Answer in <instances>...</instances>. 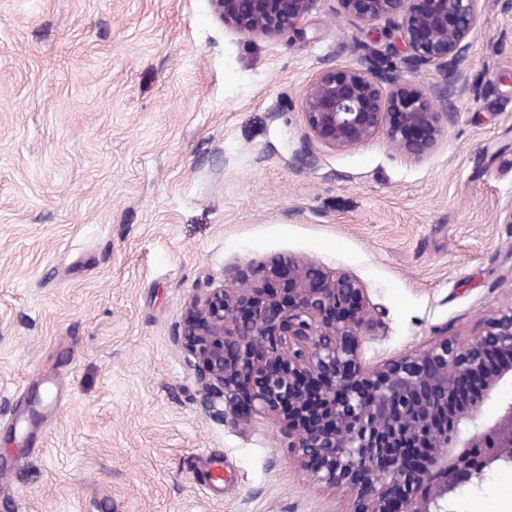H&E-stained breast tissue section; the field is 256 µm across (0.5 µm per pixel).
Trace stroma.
<instances>
[{
	"label": "stroma",
	"instance_id": "35a3bbf8",
	"mask_svg": "<svg viewBox=\"0 0 512 512\" xmlns=\"http://www.w3.org/2000/svg\"><path fill=\"white\" fill-rule=\"evenodd\" d=\"M480 6L470 92L416 162L307 135L311 76L384 42L337 0L273 40L209 0H0V512H355L271 420L205 410L176 337L275 257L361 282L372 365L512 310V13ZM479 505L512 512V467L455 512Z\"/></svg>",
	"mask_w": 512,
	"mask_h": 512
}]
</instances>
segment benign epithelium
<instances>
[{"instance_id": "benign-epithelium-1", "label": "benign epithelium", "mask_w": 512, "mask_h": 512, "mask_svg": "<svg viewBox=\"0 0 512 512\" xmlns=\"http://www.w3.org/2000/svg\"><path fill=\"white\" fill-rule=\"evenodd\" d=\"M365 25H390L384 52L408 70L428 66L450 84L425 89L361 63L328 67L303 98L310 136L346 151L385 136L403 156L423 160L458 113L441 105L448 86L465 90L460 66L480 25V0H337ZM318 0H210L224 25L276 39L302 29ZM376 319L354 277L314 262L273 259L252 281L219 283L189 302L178 340L204 383L211 411L235 424L269 415L302 465L325 484L356 494L359 512H454L462 487L512 466V399L495 418L485 403L512 379V310L461 346L443 341L371 370L362 337ZM483 383L476 399L466 388ZM461 396L452 431L438 418ZM429 448L427 465L394 451Z\"/></svg>"}]
</instances>
